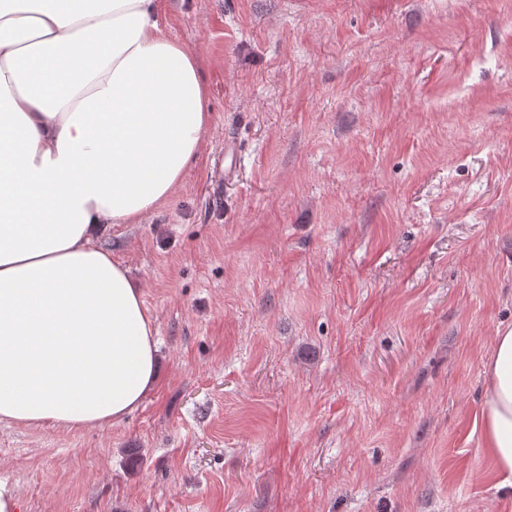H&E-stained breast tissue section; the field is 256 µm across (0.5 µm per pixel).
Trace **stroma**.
<instances>
[{
	"instance_id": "obj_1",
	"label": "stroma",
	"mask_w": 512,
	"mask_h": 512,
	"mask_svg": "<svg viewBox=\"0 0 512 512\" xmlns=\"http://www.w3.org/2000/svg\"><path fill=\"white\" fill-rule=\"evenodd\" d=\"M161 27L212 124L97 241L158 382L109 426L0 424L18 512H512L480 423L512 326V0H162Z\"/></svg>"
}]
</instances>
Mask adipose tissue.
Returning a JSON list of instances; mask_svg holds the SVG:
<instances>
[{
    "label": "adipose tissue",
    "mask_w": 512,
    "mask_h": 512,
    "mask_svg": "<svg viewBox=\"0 0 512 512\" xmlns=\"http://www.w3.org/2000/svg\"><path fill=\"white\" fill-rule=\"evenodd\" d=\"M160 0H0V422L100 427L158 378L142 288L96 245L183 182L210 127L195 55ZM481 427L512 490V328Z\"/></svg>",
    "instance_id": "obj_1"
}]
</instances>
